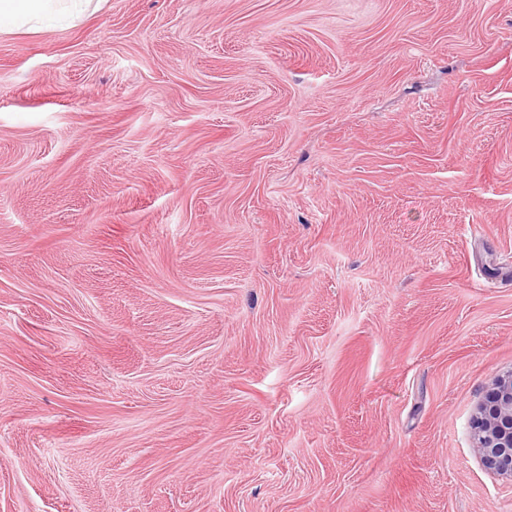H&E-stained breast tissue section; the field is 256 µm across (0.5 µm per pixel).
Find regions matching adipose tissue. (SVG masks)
Segmentation results:
<instances>
[{
  "label": "adipose tissue",
  "instance_id": "obj_1",
  "mask_svg": "<svg viewBox=\"0 0 512 512\" xmlns=\"http://www.w3.org/2000/svg\"><path fill=\"white\" fill-rule=\"evenodd\" d=\"M93 0H0V32H36L55 22H73Z\"/></svg>",
  "mask_w": 512,
  "mask_h": 512
}]
</instances>
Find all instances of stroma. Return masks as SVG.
<instances>
[{"instance_id":"stroma-1","label":"stroma","mask_w":512,"mask_h":512,"mask_svg":"<svg viewBox=\"0 0 512 512\" xmlns=\"http://www.w3.org/2000/svg\"><path fill=\"white\" fill-rule=\"evenodd\" d=\"M512 0H103L0 33V512H512ZM472 429L485 470L512 481V370L495 378L478 401Z\"/></svg>"}]
</instances>
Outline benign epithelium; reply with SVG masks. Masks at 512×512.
<instances>
[{"label":"benign epithelium","instance_id":"1","mask_svg":"<svg viewBox=\"0 0 512 512\" xmlns=\"http://www.w3.org/2000/svg\"><path fill=\"white\" fill-rule=\"evenodd\" d=\"M472 434L485 470L512 481V370L495 378L478 401Z\"/></svg>","mask_w":512,"mask_h":512}]
</instances>
